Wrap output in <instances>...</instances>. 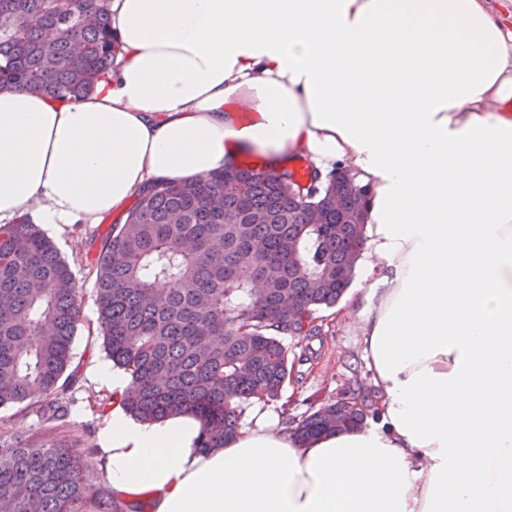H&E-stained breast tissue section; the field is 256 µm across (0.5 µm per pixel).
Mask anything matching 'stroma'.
<instances>
[{"mask_svg":"<svg viewBox=\"0 0 512 512\" xmlns=\"http://www.w3.org/2000/svg\"><path fill=\"white\" fill-rule=\"evenodd\" d=\"M127 212V207L122 206L98 223L58 224L47 227L46 232L62 256L73 262L90 251L93 235L104 234L112 224L123 221ZM78 283L83 293V307L82 321L73 343V364L78 369L79 382L68 393V425L58 429L47 427L32 409L21 404L0 408V433H15L36 444L55 438L74 441L78 451L92 458L84 473L91 493L82 505V512H98L99 496L110 494L111 489L99 478L102 461L96 456V447L106 444L112 421L104 410L112 399V388L100 379L99 371L111 368L112 362L103 349L98 329L94 279L82 273ZM370 286L365 263H358L355 278L339 303L313 314L316 335L287 337L294 368L280 397L267 404L279 419L302 418L320 405L341 397L370 400L371 374L357 329L360 299Z\"/></svg>","mask_w":512,"mask_h":512,"instance_id":"stroma-1","label":"stroma"}]
</instances>
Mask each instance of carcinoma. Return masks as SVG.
I'll return each mask as SVG.
<instances>
[{
  "label": "carcinoma",
  "instance_id": "cac0c4a2",
  "mask_svg": "<svg viewBox=\"0 0 512 512\" xmlns=\"http://www.w3.org/2000/svg\"><path fill=\"white\" fill-rule=\"evenodd\" d=\"M111 2L0 0V89L64 100L91 91L120 52ZM230 174L247 179L246 198L224 196ZM354 192L367 190L339 168L323 177L231 162L138 193L87 264L104 350L130 377V415L191 412L206 451L236 434L243 404L278 398L291 373L285 337L336 306L365 249L367 212L336 218V196ZM314 209L325 223H307ZM82 301L75 270L39 225L26 215L0 225V408L25 403L56 427L66 420ZM290 301L293 321L280 315ZM364 419L327 403L289 425L305 441ZM88 464L66 441L0 436V512H80Z\"/></svg>",
  "mask_w": 512,
  "mask_h": 512
}]
</instances>
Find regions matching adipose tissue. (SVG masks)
Masks as SVG:
<instances>
[{"label":"adipose tissue","instance_id":"ef3b65f1","mask_svg":"<svg viewBox=\"0 0 512 512\" xmlns=\"http://www.w3.org/2000/svg\"><path fill=\"white\" fill-rule=\"evenodd\" d=\"M88 95L0 90V222L94 221L256 152L369 191L374 404L298 441L254 407L224 447L112 384L103 480L152 512H512V24L483 0H112ZM254 117L242 122L238 102Z\"/></svg>","mask_w":512,"mask_h":512}]
</instances>
